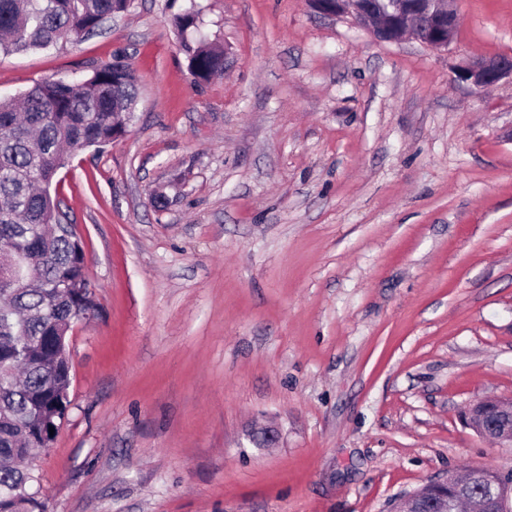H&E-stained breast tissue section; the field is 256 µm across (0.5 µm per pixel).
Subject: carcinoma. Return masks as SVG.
I'll return each mask as SVG.
<instances>
[{
    "mask_svg": "<svg viewBox=\"0 0 512 512\" xmlns=\"http://www.w3.org/2000/svg\"><path fill=\"white\" fill-rule=\"evenodd\" d=\"M132 0H0V50H41L97 31ZM189 70L198 80L224 72V54L200 32L190 3L176 18ZM137 100L124 63L86 78L36 84L0 99V512H44L35 471L22 462L54 441L69 402L72 325L98 308L75 235L61 222L57 174L64 148L100 149L125 136Z\"/></svg>",
    "mask_w": 512,
    "mask_h": 512,
    "instance_id": "cac0c4a2",
    "label": "carcinoma"
}]
</instances>
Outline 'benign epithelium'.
Returning a JSON list of instances; mask_svg holds the SVG:
<instances>
[{"instance_id":"obj_1","label":"benign epithelium","mask_w":512,"mask_h":512,"mask_svg":"<svg viewBox=\"0 0 512 512\" xmlns=\"http://www.w3.org/2000/svg\"><path fill=\"white\" fill-rule=\"evenodd\" d=\"M312 7L323 16H350L379 41L414 39L428 47L446 48L459 26L452 0H395L390 7L377 0H315ZM455 79L477 91L512 79V59L471 57L455 68ZM469 425L481 436L499 446L512 447V399L487 400L474 405L467 414ZM468 503L469 512H512V474L503 475L482 468L462 473L448 472L411 494L402 512H457L459 501Z\"/></svg>"}]
</instances>
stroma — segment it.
<instances>
[{"instance_id":"1","label":"stroma","mask_w":512,"mask_h":512,"mask_svg":"<svg viewBox=\"0 0 512 512\" xmlns=\"http://www.w3.org/2000/svg\"><path fill=\"white\" fill-rule=\"evenodd\" d=\"M192 4L224 51L200 83ZM453 6L442 49L308 0H133L0 51L2 99L119 57L139 83L127 134L60 172L98 310L45 512H392L451 469L512 473L463 421L512 397V81L453 80L512 56V0ZM198 15L192 4L176 18V26L182 34L190 29L195 34V46L185 45L189 53V70L197 80L204 81L224 72V54L213 49L206 41L199 30ZM454 77L476 91H483L497 85L501 80L512 81L511 57H471L455 68Z\"/></svg>"}]
</instances>
